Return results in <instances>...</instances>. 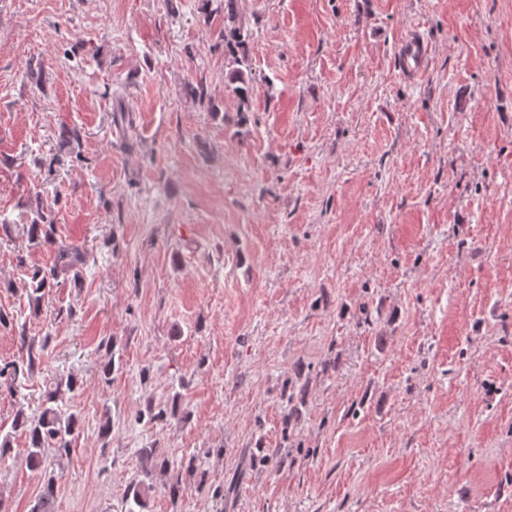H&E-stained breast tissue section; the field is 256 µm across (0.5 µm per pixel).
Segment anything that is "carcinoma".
Wrapping results in <instances>:
<instances>
[{
	"label": "carcinoma",
	"mask_w": 512,
	"mask_h": 512,
	"mask_svg": "<svg viewBox=\"0 0 512 512\" xmlns=\"http://www.w3.org/2000/svg\"><path fill=\"white\" fill-rule=\"evenodd\" d=\"M224 28L219 38L224 41V57L226 68L224 74V89L234 95L241 103L249 102L253 76L249 65L247 44L251 33L245 28L237 10V0H223ZM35 246L54 243V224L44 212L37 213L36 218L29 224L18 227ZM82 252L70 245L57 246L55 263L49 268H34L30 279L34 301L39 302L42 296L55 287L59 274L74 270L83 263ZM19 344L22 352L19 359L0 366V380L11 384L19 377L33 372L41 364L42 355L47 342L36 344L35 339L21 335ZM79 389L78 379L72 374L58 373L52 376L43 394L38 413L29 415L24 408L16 410L11 424V430H0V458L6 457L12 450V433H25L27 448V463L31 467L45 466L49 448L57 452L58 457L68 456L71 451L73 436L80 430V416L77 413H67L62 409V403L69 394ZM143 460V478L133 480L127 490L126 512H147L151 479L155 473H165L169 464L165 456L155 448H144L141 451ZM30 512H55V483L53 475H48L44 481L41 494L34 500Z\"/></svg>",
	"instance_id": "carcinoma-1"
}]
</instances>
